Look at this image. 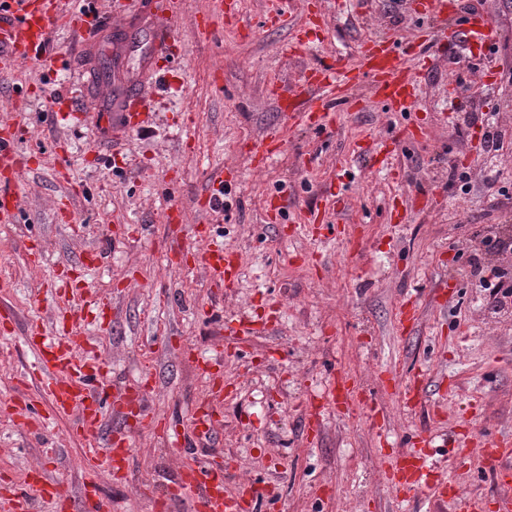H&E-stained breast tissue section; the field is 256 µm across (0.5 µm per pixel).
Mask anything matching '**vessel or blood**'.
Instances as JSON below:
<instances>
[{"instance_id": "b4317fda", "label": "vessel or blood", "mask_w": 512, "mask_h": 512, "mask_svg": "<svg viewBox=\"0 0 512 512\" xmlns=\"http://www.w3.org/2000/svg\"><path fill=\"white\" fill-rule=\"evenodd\" d=\"M13 21L0 35V73L15 70L18 62H40L44 59L47 32L52 25L61 24L75 31L92 34L103 18L96 6L69 14L63 13L62 0H7ZM448 0H418L415 11L432 20L430 28L421 31L418 42L399 43L391 39L366 38L360 40L354 60L336 59L316 68L305 80L308 96L293 106L288 115L292 126H310L325 129L334 123L328 110L329 99L349 100L351 92L359 87L368 88L377 102L400 111H407L408 101L418 88L416 65H427L425 51L428 44L445 37L462 40L476 46L480 54H487L495 45L497 31L488 14L464 13L457 30L444 34L441 22L448 18ZM180 13V0H152V39L133 91L124 96L113 114L114 120L125 130L143 129L148 105L146 92L156 82L159 60L171 56L176 42L172 21ZM14 133L0 131V174L17 173L25 161L13 150ZM198 261L209 271L214 282L222 283L234 278L235 251L223 241L209 240ZM29 347L37 356L38 371L43 389L49 397L54 412L61 413L76 408L80 411L77 431L80 435L99 436L104 421L102 391L88 386L85 369L87 363L80 353L83 338L78 329L71 331L54 344L40 342L41 329L32 325ZM194 434L211 441L218 434L220 419L205 403L195 404L191 410ZM487 461L499 464L503 477L504 493L498 499V512H512V442L494 441L486 454ZM101 470L117 474L129 471V450L125 437L108 438L106 449L97 457ZM391 480L397 490L404 493H428L442 499L447 495L448 484L432 479L425 458L416 455L406 459L393 473ZM167 494L173 498H188L194 503V512H249L256 498L255 490L239 494L224 487V467L218 458L204 463H183L176 483ZM110 512V502L101 497L96 485H86L79 503H70L56 484L39 488L37 497L29 493L14 494L8 512Z\"/></svg>"}]
</instances>
